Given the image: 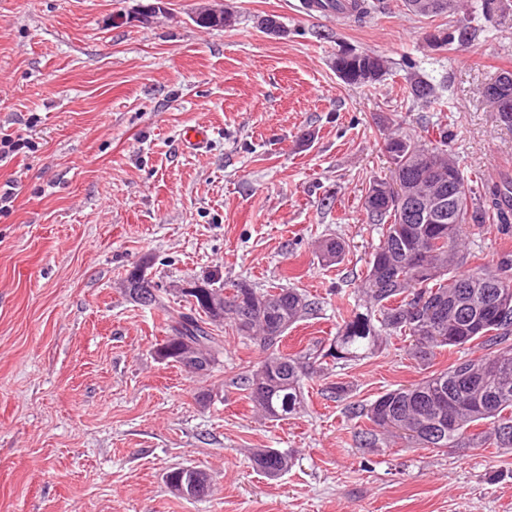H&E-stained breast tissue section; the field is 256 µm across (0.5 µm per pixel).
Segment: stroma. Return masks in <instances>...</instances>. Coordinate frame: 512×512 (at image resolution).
Here are the masks:
<instances>
[{
	"mask_svg": "<svg viewBox=\"0 0 512 512\" xmlns=\"http://www.w3.org/2000/svg\"><path fill=\"white\" fill-rule=\"evenodd\" d=\"M165 2L146 27L131 20L139 0H0V133L35 146L0 166V187L17 189L0 217V512H512V451L363 448L369 422L347 410L479 349L422 365L407 338L390 340L307 382L304 409L270 421L237 383L257 346L225 330L221 365L187 374L154 353L163 314L121 285L144 264L162 285L215 274L294 288L319 307L288 329L289 349L333 338L379 242L363 201L390 174V119L419 137L447 126L474 179L512 175V129L483 99L512 71V15L472 19L470 42L448 53L424 35L456 19L415 17L403 0H373L360 20L225 0L237 21L211 29L192 19L199 0ZM342 49L389 69L346 84ZM414 74L442 105L404 101ZM191 125L210 130L206 147L182 145ZM330 238L346 252L328 267ZM511 247L512 223L468 231L482 263ZM328 382L347 399L323 396ZM256 448L290 453L288 472L253 469ZM184 466L207 472L210 495L171 492L166 475Z\"/></svg>",
	"mask_w": 512,
	"mask_h": 512,
	"instance_id": "obj_1",
	"label": "stroma"
}]
</instances>
